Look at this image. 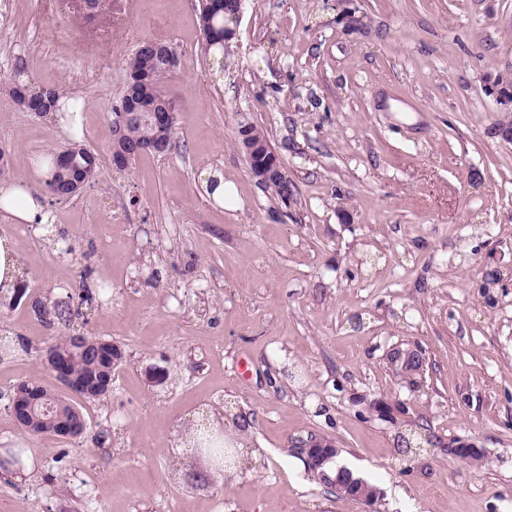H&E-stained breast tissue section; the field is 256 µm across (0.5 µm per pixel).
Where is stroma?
Returning a JSON list of instances; mask_svg holds the SVG:
<instances>
[{"label": "stroma", "mask_w": 512, "mask_h": 512, "mask_svg": "<svg viewBox=\"0 0 512 512\" xmlns=\"http://www.w3.org/2000/svg\"><path fill=\"white\" fill-rule=\"evenodd\" d=\"M199 0H9L0 13V150L56 218L17 233L0 288V512H512V113L486 92L512 67V0H244L221 62ZM176 48V147L112 163L110 115L142 41ZM24 72L82 105L78 135L14 105ZM263 129L293 186L252 176L239 122ZM80 144L98 174L47 195L33 157ZM235 184L233 206L204 192ZM70 253H63V246ZM83 306L122 359L90 432L33 436L13 390L61 384L43 360L66 330L42 300ZM426 363L396 379L388 352ZM391 405L393 415L369 403ZM210 423L256 452L216 468L186 435ZM332 441L374 484L365 503L312 480L295 448ZM482 448L481 465L449 454Z\"/></svg>", "instance_id": "1"}]
</instances>
